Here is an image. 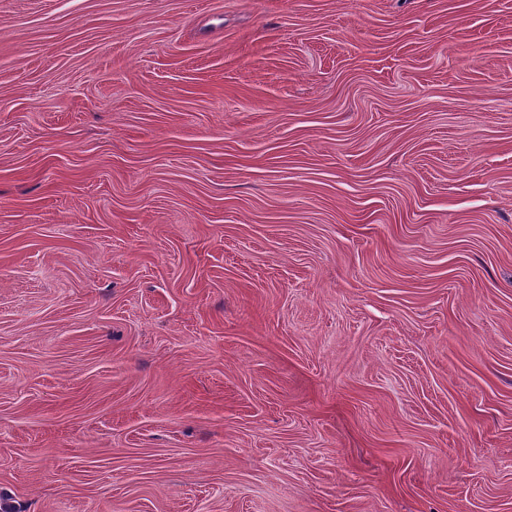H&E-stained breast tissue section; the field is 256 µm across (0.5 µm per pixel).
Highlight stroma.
I'll return each mask as SVG.
<instances>
[{"label": "stroma", "mask_w": 512, "mask_h": 512, "mask_svg": "<svg viewBox=\"0 0 512 512\" xmlns=\"http://www.w3.org/2000/svg\"><path fill=\"white\" fill-rule=\"evenodd\" d=\"M0 504L512 512V0H0Z\"/></svg>", "instance_id": "stroma-1"}]
</instances>
